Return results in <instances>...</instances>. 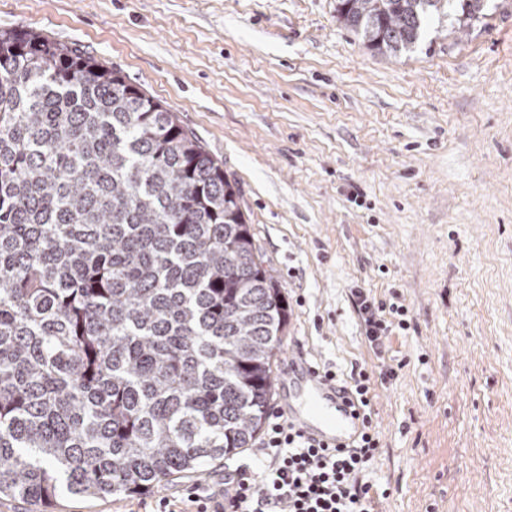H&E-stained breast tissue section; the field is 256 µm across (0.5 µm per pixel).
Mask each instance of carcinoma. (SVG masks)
Listing matches in <instances>:
<instances>
[{"mask_svg": "<svg viewBox=\"0 0 512 512\" xmlns=\"http://www.w3.org/2000/svg\"><path fill=\"white\" fill-rule=\"evenodd\" d=\"M486 0H336L385 57ZM288 304L176 112L70 44L0 30V496L146 493L254 446Z\"/></svg>", "mask_w": 512, "mask_h": 512, "instance_id": "cac0c4a2", "label": "carcinoma"}]
</instances>
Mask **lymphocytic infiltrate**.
I'll return each instance as SVG.
<instances>
[{
	"mask_svg": "<svg viewBox=\"0 0 512 512\" xmlns=\"http://www.w3.org/2000/svg\"><path fill=\"white\" fill-rule=\"evenodd\" d=\"M352 300L371 348L381 349L394 330L407 329L409 309L402 302L375 300L362 288L354 289ZM349 391L363 424L352 446L324 449L278 410H269L257 465L225 470L223 492L196 490L185 507L192 512H376L379 493L366 478L380 448L370 375L352 372Z\"/></svg>",
	"mask_w": 512,
	"mask_h": 512,
	"instance_id": "f902f5d3",
	"label": "lymphocytic infiltrate"
}]
</instances>
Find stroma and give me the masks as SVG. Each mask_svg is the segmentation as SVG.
Returning a JSON list of instances; mask_svg holds the SVG:
<instances>
[{"label":"stroma","instance_id":"35a3bbf8","mask_svg":"<svg viewBox=\"0 0 512 512\" xmlns=\"http://www.w3.org/2000/svg\"><path fill=\"white\" fill-rule=\"evenodd\" d=\"M336 0H0V29L79 46L176 111L240 187L288 302L285 351L375 387L379 512H512V0L428 30L411 58L368 50ZM399 295L382 353L351 291ZM224 463L143 495L0 512H155Z\"/></svg>","mask_w":512,"mask_h":512}]
</instances>
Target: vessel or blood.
<instances>
[{
  "mask_svg": "<svg viewBox=\"0 0 512 512\" xmlns=\"http://www.w3.org/2000/svg\"><path fill=\"white\" fill-rule=\"evenodd\" d=\"M278 395L289 423L313 443L341 448L362 431L349 395L301 354L289 356L278 379Z\"/></svg>",
  "mask_w": 512,
  "mask_h": 512,
  "instance_id": "vessel-or-blood-1",
  "label": "vessel or blood"
}]
</instances>
